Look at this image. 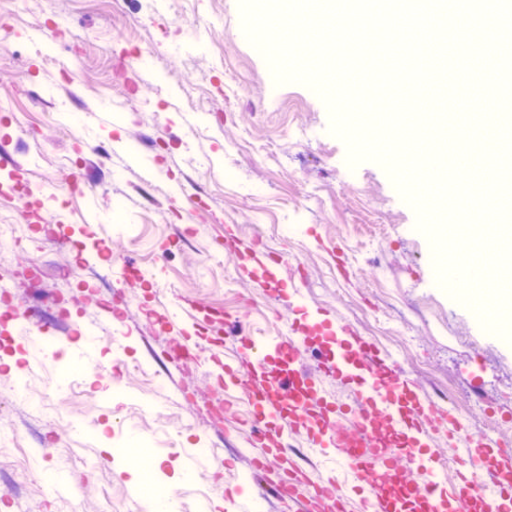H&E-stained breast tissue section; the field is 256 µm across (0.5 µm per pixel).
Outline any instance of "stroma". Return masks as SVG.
<instances>
[{
    "label": "stroma",
    "instance_id": "1",
    "mask_svg": "<svg viewBox=\"0 0 512 512\" xmlns=\"http://www.w3.org/2000/svg\"><path fill=\"white\" fill-rule=\"evenodd\" d=\"M0 0V512H302L256 471L261 442L220 363L265 354L300 313L394 355L421 397L466 404L512 448V323L439 277L387 165L351 162L314 87L277 77L241 0ZM83 72L56 90L62 64ZM277 269L287 291L270 287ZM111 309H102L104 297ZM28 317L4 315L12 304ZM203 349L175 366L171 339ZM288 431V457L369 484ZM63 481L61 492L50 489Z\"/></svg>",
    "mask_w": 512,
    "mask_h": 512
}]
</instances>
